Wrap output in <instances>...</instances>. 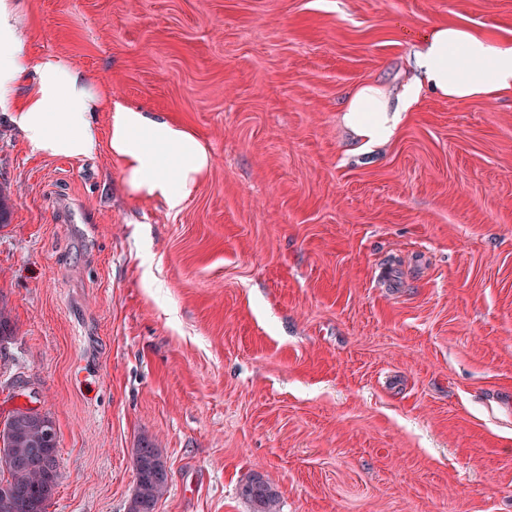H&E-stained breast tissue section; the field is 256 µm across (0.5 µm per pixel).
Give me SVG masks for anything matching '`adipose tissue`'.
Segmentation results:
<instances>
[{
    "mask_svg": "<svg viewBox=\"0 0 512 512\" xmlns=\"http://www.w3.org/2000/svg\"><path fill=\"white\" fill-rule=\"evenodd\" d=\"M406 39L413 77L395 91L366 82L347 98L343 122L356 152L391 142L422 93L452 101L512 95L511 45L449 23ZM0 112L37 156L82 160L107 142L130 197L159 200L172 211L195 194L210 164L192 132L113 97L64 55L26 53L19 0H0Z\"/></svg>",
    "mask_w": 512,
    "mask_h": 512,
    "instance_id": "ef3b65f1",
    "label": "adipose tissue"
}]
</instances>
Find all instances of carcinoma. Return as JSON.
Here are the masks:
<instances>
[{"instance_id": "carcinoma-1", "label": "carcinoma", "mask_w": 512, "mask_h": 512, "mask_svg": "<svg viewBox=\"0 0 512 512\" xmlns=\"http://www.w3.org/2000/svg\"><path fill=\"white\" fill-rule=\"evenodd\" d=\"M28 407H17L0 431V512H47L61 479L59 448L44 438L43 429ZM136 483L127 512H156L166 494L169 474L157 445L138 440L132 451ZM250 512H279L276 490L263 475L254 473L239 487Z\"/></svg>"}]
</instances>
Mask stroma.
<instances>
[{"label":"stroma","instance_id":"stroma-1","mask_svg":"<svg viewBox=\"0 0 512 512\" xmlns=\"http://www.w3.org/2000/svg\"><path fill=\"white\" fill-rule=\"evenodd\" d=\"M26 50L199 138L180 212L107 147L31 155L0 115V419L50 413L48 512H512V96H426L359 155L356 85L406 77L404 32L512 42V0H20ZM132 458L136 483L128 501L127 512H155L169 486L166 462L157 445L147 437L138 440ZM239 495L250 507V512H279L276 490L263 475L254 473L239 487Z\"/></svg>","mask_w":512,"mask_h":512}]
</instances>
